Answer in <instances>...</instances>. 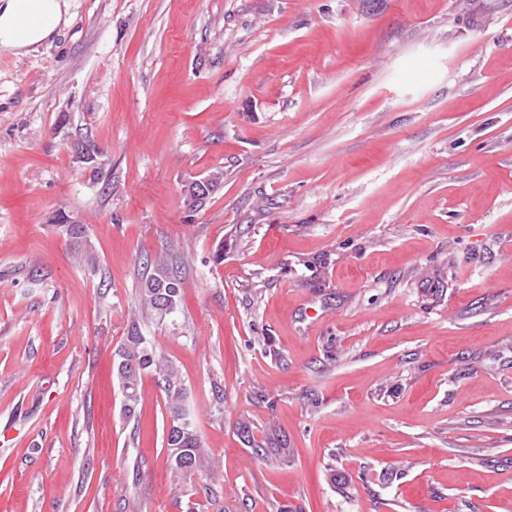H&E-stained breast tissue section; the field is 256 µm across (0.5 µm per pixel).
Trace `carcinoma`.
<instances>
[{"mask_svg":"<svg viewBox=\"0 0 512 512\" xmlns=\"http://www.w3.org/2000/svg\"><path fill=\"white\" fill-rule=\"evenodd\" d=\"M182 293L181 271L159 257L153 261V273L139 288V302L154 315L164 318L180 307ZM123 360L128 366L116 365V377L124 394V415L128 418L134 415L139 402V385L144 376H153L165 393L170 418L166 436L168 466L184 475L200 473L211 477L208 454L184 405L181 373L171 360L153 349L136 322L131 324L117 352V361Z\"/></svg>","mask_w":512,"mask_h":512,"instance_id":"1","label":"carcinoma"}]
</instances>
